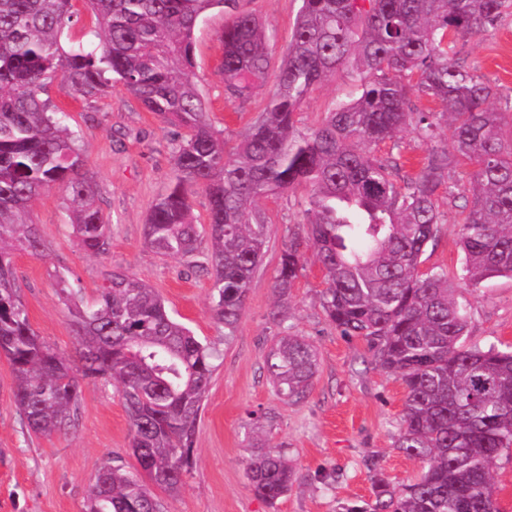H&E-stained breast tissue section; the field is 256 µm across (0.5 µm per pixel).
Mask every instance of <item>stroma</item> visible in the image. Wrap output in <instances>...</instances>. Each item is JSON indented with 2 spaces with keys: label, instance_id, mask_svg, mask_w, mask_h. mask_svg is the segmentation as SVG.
<instances>
[{
  "label": "stroma",
  "instance_id": "35a3bbf8",
  "mask_svg": "<svg viewBox=\"0 0 512 512\" xmlns=\"http://www.w3.org/2000/svg\"><path fill=\"white\" fill-rule=\"evenodd\" d=\"M299 0H239L240 10L255 13L271 38V64L279 66L291 40ZM225 15L214 10L194 32L195 81L209 103L213 127L235 143L266 103L272 82H265L247 104L228 100L219 70L218 35ZM464 64L512 97V16L497 28L459 43ZM356 78L337 73L317 86L301 107L303 124L316 123L332 105L349 100ZM46 97L67 114L78 137L85 170L98 203L112 226V244L102 255L84 253L72 234L65 193L44 191L31 217L44 242L42 255L16 254L14 273L33 329L69 357L76 354L60 281L92 302L107 270L121 268L150 285L170 313L218 352L199 429L193 466L180 492L164 496L166 512H344L346 505L371 500L367 458L377 457L385 478L402 486L419 473L418 463L394 442L401 427L404 390L393 375L375 367L365 344L339 335L325 317V287L313 249L306 268L288 295V318L275 325L269 313L278 296L274 280L284 242L300 231L307 189L261 198L270 225V242L257 269L245 312L232 337L209 310L211 270L206 264L208 237H201L194 260L164 255L145 245L143 226L154 201L174 179V155L184 132L162 123L121 86L87 100L62 81ZM471 166L452 169L450 188L439 191L443 224L424 255V269L461 271L463 252L456 202L449 189L469 184ZM457 299L469 314L466 342L488 347L512 344V279L498 277L477 288L460 287ZM300 336L318 352V369L308 397L280 399L269 382L266 358L284 335ZM13 375L0 357V512H84L89 485L107 459L134 466L130 422L116 383L87 380L81 387L76 430L41 439L28 434L12 401ZM279 448L290 460L294 481L288 494L268 505L251 490L247 461L255 443Z\"/></svg>",
  "mask_w": 512,
  "mask_h": 512
}]
</instances>
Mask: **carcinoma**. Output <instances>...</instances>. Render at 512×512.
<instances>
[{
  "label": "carcinoma",
  "instance_id": "obj_1",
  "mask_svg": "<svg viewBox=\"0 0 512 512\" xmlns=\"http://www.w3.org/2000/svg\"><path fill=\"white\" fill-rule=\"evenodd\" d=\"M300 2L265 108L230 148L195 82L193 35L209 11H224V92L252 99L269 75V51L262 23L238 0H84L100 42L68 50L61 36L76 22L74 0H0V356L15 379L18 414L36 436L76 428L82 381L120 385L136 467L104 463L86 512H164L156 491L178 493L189 471L217 351L155 289L118 268L88 305L60 281L78 360L32 328L13 258L43 251L30 218L36 197L56 186L65 192L85 251L104 254L112 239L66 113L42 98L58 78L85 99L119 84L185 130L175 180L152 205L144 239L160 253L193 257L200 231L190 198L206 193L210 311L230 333L270 239L258 201L309 190L304 236L284 244L274 287L288 293L305 269L303 245L313 246L326 318L403 385L395 447L421 468L414 482L394 487L370 461L374 499L345 512H500L490 464L512 448V346L464 345L468 313L448 271L420 266L442 224L438 190L458 157L475 167L458 211L462 280L512 278V98L494 104L495 87L456 58L459 42L512 15V0ZM344 70L358 77V97L304 125L310 92ZM419 96L439 109L414 110ZM408 129L426 151L413 175L393 154H377ZM317 366L316 349L300 336L279 338L267 358L286 401L307 397ZM247 471L253 493L271 506L293 483L277 448L253 454Z\"/></svg>",
  "mask_w": 512,
  "mask_h": 512
}]
</instances>
